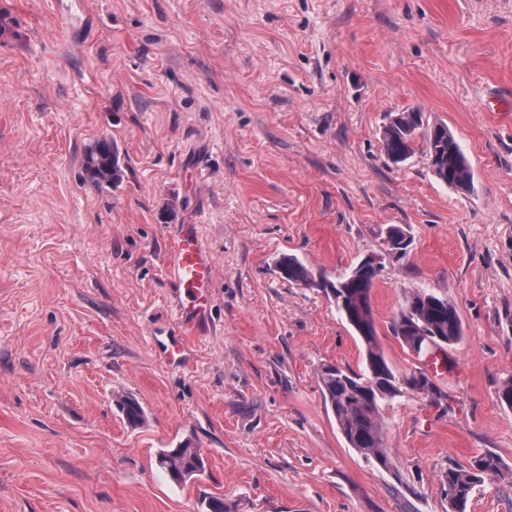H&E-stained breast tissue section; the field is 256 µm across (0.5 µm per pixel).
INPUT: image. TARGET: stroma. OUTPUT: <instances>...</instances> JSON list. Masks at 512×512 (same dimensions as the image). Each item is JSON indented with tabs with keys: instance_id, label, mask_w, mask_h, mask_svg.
<instances>
[{
	"instance_id": "1",
	"label": "stroma",
	"mask_w": 512,
	"mask_h": 512,
	"mask_svg": "<svg viewBox=\"0 0 512 512\" xmlns=\"http://www.w3.org/2000/svg\"><path fill=\"white\" fill-rule=\"evenodd\" d=\"M410 110L454 133L471 192L423 152L388 161L382 127ZM104 138L127 164L112 191L82 168ZM179 224L215 263L181 372L152 345ZM284 253L334 277L382 263L372 310L402 374L404 292L456 306L447 407L409 390L383 411L396 474L340 434L317 373L362 347L280 277ZM510 377L512 0H0V512H448V465L512 468ZM186 441L206 469L177 484L156 457ZM385 243L386 250L400 255L399 257H404L411 245V240L408 239L405 230L401 226L391 225L386 231ZM115 402V405L119 408L128 424L138 426L143 423L145 417L144 410L136 399L123 395Z\"/></svg>"
}]
</instances>
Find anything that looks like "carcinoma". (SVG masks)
Wrapping results in <instances>:
<instances>
[{
	"label": "carcinoma",
	"instance_id": "cac0c4a2",
	"mask_svg": "<svg viewBox=\"0 0 512 512\" xmlns=\"http://www.w3.org/2000/svg\"><path fill=\"white\" fill-rule=\"evenodd\" d=\"M422 115L416 111L389 115L381 133L382 148L395 165L408 160L421 147L428 157L433 175L448 187L469 192L473 187L471 166L448 126L435 124L425 133ZM84 168L94 186H117L123 181L125 168L119 146L102 139L85 154ZM386 250L406 256L411 245L405 230L391 225L386 231ZM281 277L305 288H319L336 305L339 315L355 331L363 346L362 369L344 371L334 365H322L319 382L326 404L347 445L372 466L391 472L395 469L391 452L382 434L383 407L403 396L410 388L430 398L434 403L445 397L434 381L419 369L401 375L389 363L378 343V331L372 312L370 292L379 272L375 265L358 263L350 272L331 279L315 273L297 256L283 254L276 260ZM394 336L407 347L411 337L423 336L440 347L457 343L463 336V326L456 306L447 298L424 289L404 292L403 302L391 323ZM116 406L127 423L138 426L144 421V410L134 398L123 395ZM158 464L169 477L183 482L205 470L201 453L187 444L158 455ZM488 479L511 481L498 457L486 454L467 466L450 465L439 475L442 490L448 498V512H467L475 488Z\"/></svg>",
	"mask_w": 512,
	"mask_h": 512
}]
</instances>
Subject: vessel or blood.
I'll list each match as a JSON object with an SVG mask.
<instances>
[{
  "instance_id": "b4317fda",
  "label": "vessel or blood",
  "mask_w": 512,
  "mask_h": 512,
  "mask_svg": "<svg viewBox=\"0 0 512 512\" xmlns=\"http://www.w3.org/2000/svg\"><path fill=\"white\" fill-rule=\"evenodd\" d=\"M164 264L170 279L185 298L178 309L179 322L192 326L206 322L211 305L214 265L201 241L197 225H177L174 245L165 254ZM160 352L172 369H183L190 362L189 350L177 336L167 335Z\"/></svg>"
}]
</instances>
